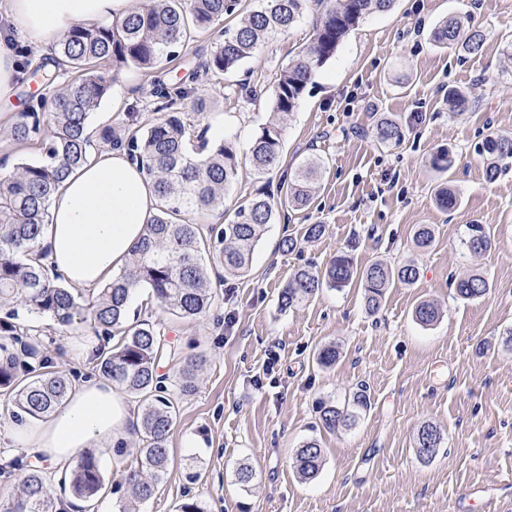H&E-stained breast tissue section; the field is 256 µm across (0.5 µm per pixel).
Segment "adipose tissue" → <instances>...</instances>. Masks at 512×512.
I'll list each match as a JSON object with an SVG mask.
<instances>
[{"mask_svg": "<svg viewBox=\"0 0 512 512\" xmlns=\"http://www.w3.org/2000/svg\"><path fill=\"white\" fill-rule=\"evenodd\" d=\"M137 0H0V15L32 45L47 47L72 26L131 14ZM159 199L141 165L110 149L75 169L50 198L43 242L50 267L75 288L118 273L146 233ZM131 427L127 402L111 381L73 386L66 404L40 421L22 418L11 435L27 453L61 465L82 449L111 447Z\"/></svg>", "mask_w": 512, "mask_h": 512, "instance_id": "ef3b65f1", "label": "adipose tissue"}]
</instances>
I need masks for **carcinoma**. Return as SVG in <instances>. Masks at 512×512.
Instances as JSON below:
<instances>
[{
	"label": "carcinoma",
	"instance_id": "1",
	"mask_svg": "<svg viewBox=\"0 0 512 512\" xmlns=\"http://www.w3.org/2000/svg\"><path fill=\"white\" fill-rule=\"evenodd\" d=\"M309 2L258 0L240 24L224 34L205 68L217 75L235 69L270 38L288 31ZM394 4L395 0H336L326 10L299 59L279 74L273 98L277 120L261 129L246 152L258 174L278 167L281 122L295 110L317 70L360 21L389 12ZM237 5V0H141L133 13L108 25H74L56 42L49 60L36 67L38 71L53 67L41 74L46 84H54L66 73L72 78L56 90L50 111L42 116L18 112L7 130L8 139L17 144L41 140V156L0 176V392L12 398L19 412L39 419L61 406L72 389L71 381L53 370V360L33 326L18 322L21 309L33 318L47 317L61 328L79 319L96 336L118 337L116 344L96 349L95 370L115 388L146 401L138 426V446L132 449L135 463L122 473L132 497L141 502L152 498L167 470L168 434L177 407L157 376L158 364L167 353L163 334L147 320L129 322L131 299L137 290L146 288L179 318L196 319L205 314L215 304L211 270L220 267L228 276L245 273L267 225L275 223L290 205L310 204L321 164L313 159L303 163L278 182L276 194L260 193L240 207L231 222L205 228L190 217H202L223 205L224 191L238 174V153L231 143L208 138L205 129L193 131L177 107L185 92L173 96L166 85L159 84L155 110L164 113L162 118L144 132L136 130L124 139L113 136L110 129L102 136L112 147H126L142 164L160 198L158 212L126 267L98 288H73L45 264L42 228L51 195L91 154L90 118L110 88L108 77L97 65L110 62L152 69L170 56L171 49L186 42L190 28L206 29L233 14ZM486 38L484 30L460 16L447 18L430 31L434 45H451L465 55L479 53ZM45 125L51 134L43 138L41 127ZM375 134L382 142L397 143L403 130L398 122L383 119L375 126ZM478 153L486 179L495 181L503 172L504 161L512 159V135L488 136ZM453 164L447 149L436 151L431 158L437 171L446 172ZM462 244L471 254L483 253L491 248V236L484 225L469 224ZM418 276L419 269L412 263L397 267L373 263L359 271L350 256L338 254L323 269L297 270L279 292L278 305L290 309L324 288L341 289L358 278L365 288V306L374 313L388 288L397 283L411 285ZM452 285L464 301L478 300L491 288L482 274L455 279ZM414 316L428 326L437 319L438 310L434 304L422 302ZM202 364L203 360L194 358L179 369L180 393L194 388ZM319 413L330 429L347 419L332 404H320ZM442 442L437 427L421 426L415 439L417 456L431 459ZM322 461V448L312 440L298 449L295 467L301 478L312 479ZM24 467L20 494L0 512H50L53 502L44 467L32 463ZM102 486L98 460L83 452L71 474L72 494L91 500Z\"/></svg>",
	"mask_w": 512,
	"mask_h": 512
}]
</instances>
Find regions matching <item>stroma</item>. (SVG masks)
<instances>
[{
  "mask_svg": "<svg viewBox=\"0 0 512 512\" xmlns=\"http://www.w3.org/2000/svg\"><path fill=\"white\" fill-rule=\"evenodd\" d=\"M324 10L311 0L288 32L223 75L204 67L220 41L215 27L194 31L151 72L111 69L109 92L89 126L94 151L105 148L104 128L121 135L159 120L154 91L161 81L188 89L180 104L188 120L241 153L237 178L208 222L232 219L305 160H320L322 176L309 206L269 225L245 276L214 271L218 302L209 313L179 319L138 291L133 310L161 328L174 350L159 368L167 388L176 389L184 359L201 356L206 364L194 391L177 397L169 465L154 496L135 501L122 481L135 462L132 434L122 453L95 449L104 485L92 503L58 487L59 469L47 467L65 512H176L188 498L206 512H458L465 502L470 512H512V344L504 341L512 330V169L487 181L477 153L487 136L512 133V0H396L391 11L364 19L285 118L280 165L260 178L244 155L274 122L279 73L299 57ZM452 16L487 31L481 53L464 56L431 43V29ZM15 51L21 71L15 94L0 101V130L14 113L54 93L32 77L44 51L20 37ZM455 88L471 100L460 114L448 104ZM382 115L400 122V142L377 141L373 130ZM441 148L454 157L446 172L430 164ZM443 188L457 199L447 211L436 200ZM311 224L324 225L320 238L306 237ZM424 224L432 226L434 242L420 251L414 237ZM469 224L489 227L490 250L465 253L460 240ZM286 236L297 242L293 252L279 248ZM340 251L360 267L411 261L420 276L389 288L375 314L356 284L279 308L278 294L297 269L323 267ZM472 273L487 275L489 292L475 302L455 299L453 280ZM423 301L440 313L429 326L413 315ZM90 337L80 322L46 336L58 374L91 377L93 362L78 345ZM328 345L338 358L323 367L317 354ZM362 385L370 408L351 425L325 429L320 403L350 407ZM16 420L12 401L0 395L2 505L21 489L14 465L26 454L9 434ZM427 423L443 443L424 461L414 439ZM312 439L324 451L323 466L305 481L295 453ZM242 464L255 474L247 485L236 476Z\"/></svg>",
  "mask_w": 512,
  "mask_h": 512,
  "instance_id": "35a3bbf8",
  "label": "stroma"
}]
</instances>
